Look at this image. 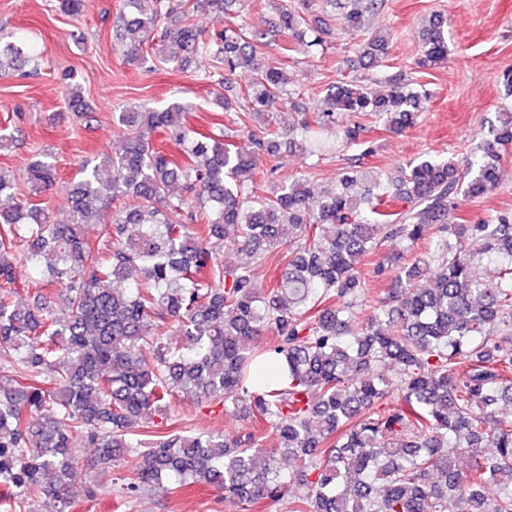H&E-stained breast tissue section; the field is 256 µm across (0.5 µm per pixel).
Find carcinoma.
Masks as SVG:
<instances>
[{"label":"carcinoma","mask_w":512,"mask_h":512,"mask_svg":"<svg viewBox=\"0 0 512 512\" xmlns=\"http://www.w3.org/2000/svg\"><path fill=\"white\" fill-rule=\"evenodd\" d=\"M231 2L122 0L115 27L122 56L147 72H184L212 56L224 71L213 101L225 112L237 104L225 88L250 72L241 95L243 117L257 120L248 148L196 130L178 101L162 111L122 106L112 119L124 145L65 185V224L40 202L57 185L50 156L31 158L22 175L0 167V352L14 354L11 374H0V512H25L32 498L72 512L70 490L85 470L118 459L115 493L125 499L206 484L251 512L298 483L308 493L290 512H512V416L498 411L512 402V212L475 224L458 213L459 199L497 187L512 112L461 163L423 154L387 181L361 167L315 195L303 179L255 196L269 178L259 156L311 154L343 114L403 132L429 93L399 78L375 95L348 80L301 123L271 131L270 114L292 96L287 64L257 62L262 34L224 24ZM314 2L287 0L279 27L299 38ZM324 2L354 31L378 7ZM197 13L221 29L205 35ZM445 26L435 17L422 33V66L448 60ZM388 50L389 35L374 34L364 57L376 65ZM38 59L29 42L0 36V71ZM63 99L87 118L78 85ZM156 132L179 155L156 146ZM130 191L140 209L117 208ZM87 224L104 225V238L85 237ZM214 239L255 265L287 246L277 281L260 287L251 267L213 251ZM387 239L428 248L372 262L392 288L362 318L361 267ZM11 251L13 263L2 259ZM486 260L502 263L493 280ZM34 268L40 277H23ZM421 277L430 287H413ZM24 292L34 302L22 308ZM180 394L259 419L271 435L250 425L232 434L158 428L155 412ZM77 438L97 449L95 460H76Z\"/></svg>","instance_id":"cac0c4a2"}]
</instances>
